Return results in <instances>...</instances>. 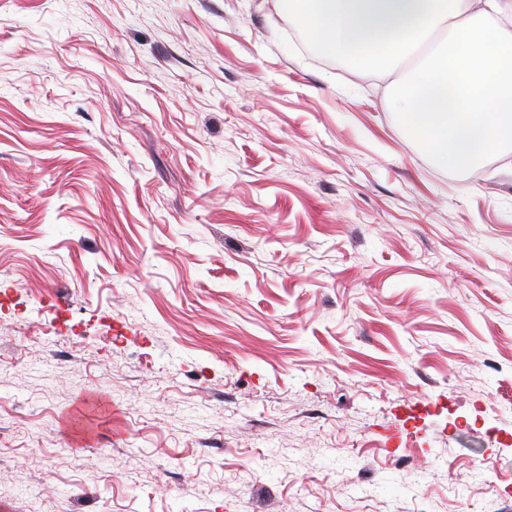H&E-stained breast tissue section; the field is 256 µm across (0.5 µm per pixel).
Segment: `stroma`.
<instances>
[{
  "mask_svg": "<svg viewBox=\"0 0 512 512\" xmlns=\"http://www.w3.org/2000/svg\"><path fill=\"white\" fill-rule=\"evenodd\" d=\"M275 0H0V512H512V153L437 165Z\"/></svg>",
  "mask_w": 512,
  "mask_h": 512,
  "instance_id": "stroma-1",
  "label": "stroma"
}]
</instances>
